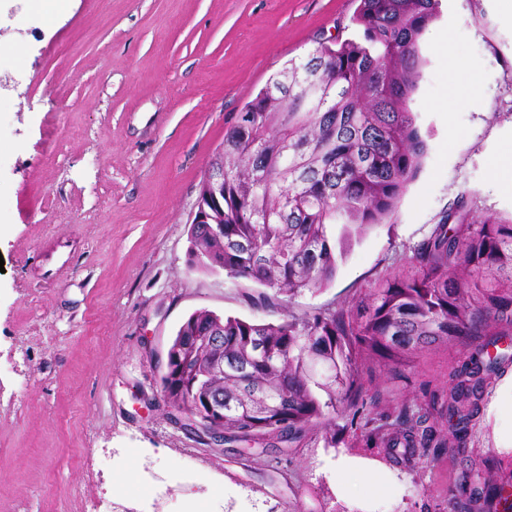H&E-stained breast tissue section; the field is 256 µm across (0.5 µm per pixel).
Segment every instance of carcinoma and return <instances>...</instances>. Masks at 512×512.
I'll list each match as a JSON object with an SVG mask.
<instances>
[{"instance_id": "carcinoma-1", "label": "carcinoma", "mask_w": 512, "mask_h": 512, "mask_svg": "<svg viewBox=\"0 0 512 512\" xmlns=\"http://www.w3.org/2000/svg\"><path fill=\"white\" fill-rule=\"evenodd\" d=\"M439 7L359 0L355 37L288 61L224 134V204L214 211L224 239L192 225L191 267L262 287L261 305L333 283L337 259L396 212L421 170L427 142L410 101L423 79L421 40ZM203 319L223 338L201 346L197 359H224V376L207 379L224 398V443L297 448L316 431L325 448H383L396 463L464 460L486 376L512 362L490 352L512 337V218L475 221L463 193L399 274L358 289L346 306L287 312L277 323L192 313L168 348L163 381L171 404L193 417L198 386L178 373L177 355ZM454 343L468 352L448 372L446 399L435 395L375 426L360 362L402 375L417 353ZM436 411L448 419L437 442ZM338 420L355 427L352 441ZM508 487L512 475L492 482L473 467L449 491L448 512L463 499L470 512L506 504Z\"/></svg>"}]
</instances>
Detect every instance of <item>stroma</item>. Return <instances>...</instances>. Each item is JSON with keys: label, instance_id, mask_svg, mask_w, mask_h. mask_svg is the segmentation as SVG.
Instances as JSON below:
<instances>
[{"label": "stroma", "instance_id": "stroma-1", "mask_svg": "<svg viewBox=\"0 0 512 512\" xmlns=\"http://www.w3.org/2000/svg\"><path fill=\"white\" fill-rule=\"evenodd\" d=\"M65 0L34 15L0 0V512H446L468 462L512 472V365L493 377L468 443L470 461L386 460L399 487L359 477L348 498L319 475L316 441L279 465L216 450L175 424L161 398L169 345L193 312L254 322L348 305L394 275L461 194L473 215L512 217V181L494 169L512 144V16L493 0H442L423 36L424 78L411 107L427 140L423 168L392 221L366 230L331 287L256 305L257 285L191 268L189 235L206 165L238 112L292 58L350 36L356 0ZM466 63L451 73L443 41ZM473 106L445 112L452 88ZM463 355L434 346L406 377L367 362L365 397L394 416L448 387ZM497 409H490V402ZM129 475L118 491L115 476ZM166 486L165 503L156 490Z\"/></svg>", "mask_w": 512, "mask_h": 512}]
</instances>
